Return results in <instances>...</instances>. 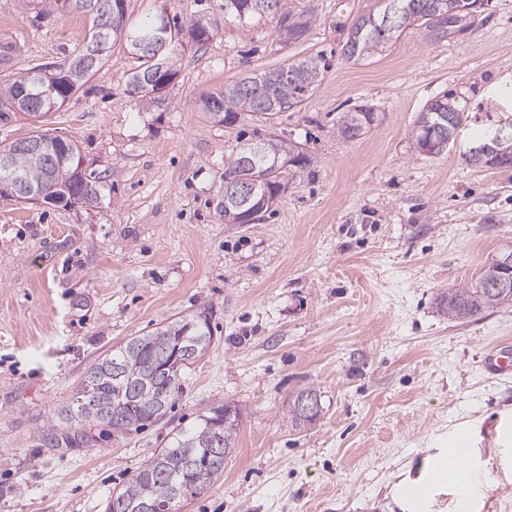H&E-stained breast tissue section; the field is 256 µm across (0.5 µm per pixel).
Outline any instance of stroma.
I'll return each instance as SVG.
<instances>
[{
    "label": "stroma",
    "instance_id": "35a3bbf8",
    "mask_svg": "<svg viewBox=\"0 0 512 512\" xmlns=\"http://www.w3.org/2000/svg\"><path fill=\"white\" fill-rule=\"evenodd\" d=\"M370 0H281L275 16L225 22L224 0H127L129 25L164 16L218 20L186 47L159 105L129 95L137 61L115 45L86 93L39 117L0 119V142L45 130L78 143L104 175L97 206L0 197V512H105L145 460L203 409L241 410L223 477L179 512H409L398 484L418 480L458 438L484 477L461 508L433 484L422 512H512V371L486 350L512 341V306L466 322L437 299L471 284L512 242V169L468 165L474 134L512 117V0H490L472 28L433 43L422 28L383 54L346 61L341 21ZM290 14L310 16L284 43ZM85 15L64 0H0V86L78 50ZM330 67L273 133L311 163L290 168L279 201L253 224L216 209L224 162L260 124H218L203 102L225 83L317 55ZM454 93L468 113L455 144L417 153L425 106ZM379 115L343 140L336 118ZM208 312L214 342L164 420L90 447L49 450L37 423L113 345ZM321 395L318 421L292 429L291 392ZM378 121L372 106L361 104L342 112L336 119V135L344 140H354L371 131Z\"/></svg>",
    "mask_w": 512,
    "mask_h": 512
}]
</instances>
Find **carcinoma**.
<instances>
[{"label":"carcinoma","mask_w":512,"mask_h":512,"mask_svg":"<svg viewBox=\"0 0 512 512\" xmlns=\"http://www.w3.org/2000/svg\"><path fill=\"white\" fill-rule=\"evenodd\" d=\"M121 5L116 28L106 32L102 39V54L96 66L67 80L77 69L82 56L95 46L100 32L97 15L87 13L91 26L85 31L81 47L67 61L57 67L58 78L49 80L42 68L32 67L21 73L5 88H0V118L8 112L36 115L58 110L78 98L79 91L101 68L110 49L118 41L131 47V38L156 33L159 24L165 25L164 38L168 42V55L179 51L184 43L204 45L217 29L216 22L202 18L189 20L184 27L170 25L161 16L137 27L125 26V0H112ZM280 0H224V18L240 23L256 17L276 13ZM485 0H374L373 6L356 14L344 24L346 41L341 56L346 60H364L384 51L393 39L409 26L424 28L433 41L468 28L477 10ZM310 18L302 15L280 28L287 42L300 39L308 30ZM139 69L129 78L127 92L150 96L138 82V76L156 66L146 57L137 56ZM328 63L323 57L286 63L261 73L244 74L211 94L204 103L210 111L213 101L220 103L224 123L231 125L242 112L254 115L265 127H270L276 115L301 106L322 81ZM37 98L38 108L15 106L22 93ZM467 115L459 107L452 93L431 101L411 131L414 149L426 155H439L455 144L459 130ZM378 114L369 105L361 104L341 113L336 119V135L344 140L357 139L371 131ZM496 132H483L479 140L489 143L493 153L489 157L463 155L467 164L490 169L512 168V138L495 139ZM29 140L63 143L65 158H48L30 154L20 148L24 139H16L0 146V181L14 178L35 188L44 187L42 201L72 208L77 205L94 206L101 199L102 185L93 174L85 173L76 180L71 174L81 166V153L77 143L46 131L28 136ZM282 140L268 134L258 140H249L239 146L238 152L224 162V187L238 183L248 175V160H253L261 173L268 177L269 190L287 187L286 170L278 162ZM252 204L245 199L224 200V223L237 222ZM512 305V266L491 263L477 282L448 289L439 298V307L451 320H468L487 311ZM187 337L198 347L197 358L209 350L213 342L210 320H174L142 336H133L123 345L95 359L84 371L76 392L59 403L43 425L36 428L35 439L42 448H86L94 439L95 431L108 430L116 434L137 432L162 421L178 394L180 378L196 358L161 372L158 362L171 356L175 343ZM320 398L312 386L293 392L288 401L286 418L289 426L299 429L316 422L320 415L309 416L298 403L302 396ZM239 409L232 419L224 420V406H212L198 415L196 423L173 433L167 447L159 450L139 466L123 488L111 493L105 512H140L149 505L157 512H169L174 500L197 498L224 475V450L235 447Z\"/></svg>","instance_id":"cac0c4a2"}]
</instances>
